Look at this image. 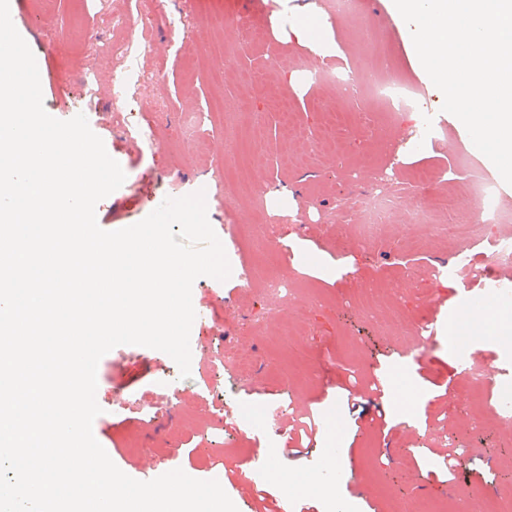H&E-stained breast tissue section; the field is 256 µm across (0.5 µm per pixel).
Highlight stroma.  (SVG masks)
Segmentation results:
<instances>
[{
  "instance_id": "35a3bbf8",
  "label": "stroma",
  "mask_w": 512,
  "mask_h": 512,
  "mask_svg": "<svg viewBox=\"0 0 512 512\" xmlns=\"http://www.w3.org/2000/svg\"><path fill=\"white\" fill-rule=\"evenodd\" d=\"M388 0H360L338 16L327 0H282L274 17L265 0H224L223 12L198 0H23L32 20L21 36L38 65L46 112H83L123 185L98 202L97 223L134 225L155 199L182 197L189 184L210 191L208 219L226 253L251 267L248 286L202 276L192 288L191 375L179 376L166 353L120 345L97 366L102 412L93 434L128 476L154 479L159 455L199 480L224 475L238 512H412L419 502L485 512L489 496L512 493V431L497 418L504 382L486 380L468 395L457 359H482V346L512 351V302L459 353L448 324L461 305V282L435 276L459 256L433 228L409 223L420 198L410 181L440 171L458 193V218H473L462 194L457 157L470 142L440 92L418 67L408 27ZM317 19L331 56L371 74L380 59L425 90L420 109L439 127L414 149L416 114L383 118L368 100L312 82L323 65L306 47L277 34L281 20ZM377 26L378 46L364 43ZM139 41L121 50L130 30ZM298 71L296 85L283 74ZM98 76L81 104L82 80ZM399 189L395 224L372 241L353 221L365 191ZM418 239L419 252L405 243ZM412 273L395 290L400 323L386 327L361 310L366 289ZM285 280L282 292L265 284ZM432 322L435 341L414 362V330ZM399 390H377L398 366ZM167 375L175 410L154 418L159 375ZM420 397L413 406L400 391ZM118 416H110L113 403ZM294 430L304 447L288 454L280 434ZM290 486H282V476Z\"/></svg>"
}]
</instances>
